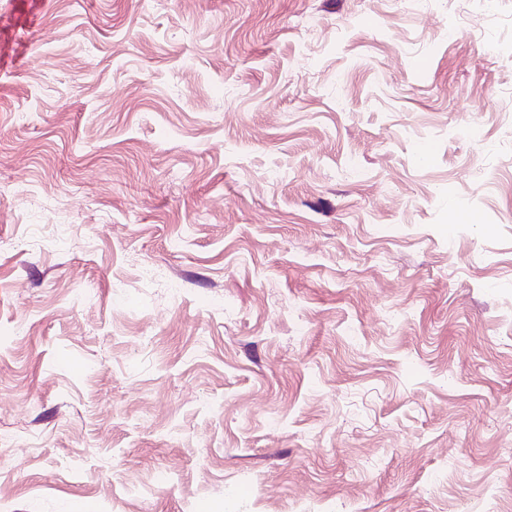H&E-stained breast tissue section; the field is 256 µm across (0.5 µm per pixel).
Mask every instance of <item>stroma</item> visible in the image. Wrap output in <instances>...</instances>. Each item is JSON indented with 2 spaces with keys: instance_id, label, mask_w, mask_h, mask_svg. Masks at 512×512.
<instances>
[{
  "instance_id": "obj_1",
  "label": "stroma",
  "mask_w": 512,
  "mask_h": 512,
  "mask_svg": "<svg viewBox=\"0 0 512 512\" xmlns=\"http://www.w3.org/2000/svg\"><path fill=\"white\" fill-rule=\"evenodd\" d=\"M512 512V0H0V512Z\"/></svg>"
}]
</instances>
